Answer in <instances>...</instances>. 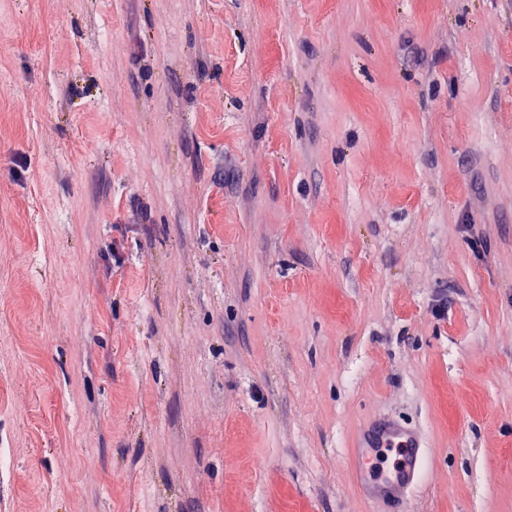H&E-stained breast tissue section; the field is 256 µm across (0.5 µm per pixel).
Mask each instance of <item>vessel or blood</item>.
<instances>
[{
  "instance_id": "obj_1",
  "label": "vessel or blood",
  "mask_w": 512,
  "mask_h": 512,
  "mask_svg": "<svg viewBox=\"0 0 512 512\" xmlns=\"http://www.w3.org/2000/svg\"><path fill=\"white\" fill-rule=\"evenodd\" d=\"M373 443L382 448L393 447L401 452L398 468L374 480V497L389 500L417 481L424 465L422 439L416 430L386 418L379 425Z\"/></svg>"
}]
</instances>
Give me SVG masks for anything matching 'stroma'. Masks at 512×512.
Instances as JSON below:
<instances>
[{
	"label": "stroma",
	"instance_id": "stroma-1",
	"mask_svg": "<svg viewBox=\"0 0 512 512\" xmlns=\"http://www.w3.org/2000/svg\"><path fill=\"white\" fill-rule=\"evenodd\" d=\"M512 512V0H0V512ZM373 444L379 447H396L401 452L399 467L389 474L374 479L373 499H392L417 481L424 465L423 443L419 433L386 417L379 425Z\"/></svg>",
	"mask_w": 512,
	"mask_h": 512
}]
</instances>
